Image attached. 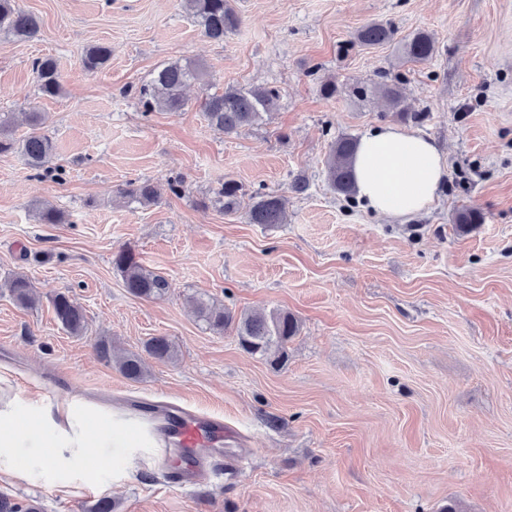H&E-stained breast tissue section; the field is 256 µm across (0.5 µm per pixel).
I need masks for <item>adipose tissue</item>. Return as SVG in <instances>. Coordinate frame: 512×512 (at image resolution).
Returning a JSON list of instances; mask_svg holds the SVG:
<instances>
[{
  "label": "adipose tissue",
  "mask_w": 512,
  "mask_h": 512,
  "mask_svg": "<svg viewBox=\"0 0 512 512\" xmlns=\"http://www.w3.org/2000/svg\"><path fill=\"white\" fill-rule=\"evenodd\" d=\"M356 196L372 213L397 220L428 209L440 197L448 176L445 155L421 133L396 125L368 130L359 141L353 159ZM17 397L0 388V468L18 448L44 449L42 468L51 472L68 468L73 456H90L93 465L84 473L93 478L107 467L100 450L111 444V435L86 436L71 419L69 406L56 415L33 412L31 429L17 427Z\"/></svg>",
  "instance_id": "adipose-tissue-1"
}]
</instances>
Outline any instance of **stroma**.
Here are the masks:
<instances>
[{"label":"stroma","mask_w":512,"mask_h":512,"mask_svg":"<svg viewBox=\"0 0 512 512\" xmlns=\"http://www.w3.org/2000/svg\"><path fill=\"white\" fill-rule=\"evenodd\" d=\"M18 4L40 32L0 34V112L19 137L27 113H43L55 151L42 174L22 152L0 154V376L24 406L70 404L116 441L95 482L78 464L54 481L0 475V495L39 512H91L102 498L115 512H512V0H231L241 23L220 42L181 0ZM372 22L428 32L437 51L415 65L394 44L348 48ZM98 44L112 56L86 71ZM45 56L61 74L53 98L31 67ZM185 58L204 64L205 88L180 111L144 113L136 88ZM382 81L401 84L423 115L415 129L448 159L438 202L403 222L337 195L325 169L335 138L394 123L372 92ZM229 85L277 88L278 108L220 133L203 101ZM228 179L241 187L234 213L216 201ZM134 180L158 202L120 198ZM258 193L287 199L286 223H248ZM45 205L61 223H39ZM465 207L484 220L463 235L453 217ZM122 246L168 280L164 296L127 292L112 266ZM14 273L32 279L34 306L4 289ZM59 292L84 308L86 335L55 320ZM203 294L237 314H294L287 361L205 330ZM101 336L136 353L164 336L178 358L133 381L97 356ZM159 401L223 419V471L208 484L167 480L166 444L138 410Z\"/></svg>","instance_id":"obj_1"}]
</instances>
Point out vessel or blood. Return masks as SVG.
I'll return each mask as SVG.
<instances>
[{
  "label": "vessel or blood",
  "instance_id": "1",
  "mask_svg": "<svg viewBox=\"0 0 512 512\" xmlns=\"http://www.w3.org/2000/svg\"><path fill=\"white\" fill-rule=\"evenodd\" d=\"M167 438L176 440L183 449L182 457L168 470L171 482L180 485L198 484L221 460L224 424L219 420H202L182 411L168 419Z\"/></svg>",
  "mask_w": 512,
  "mask_h": 512
}]
</instances>
